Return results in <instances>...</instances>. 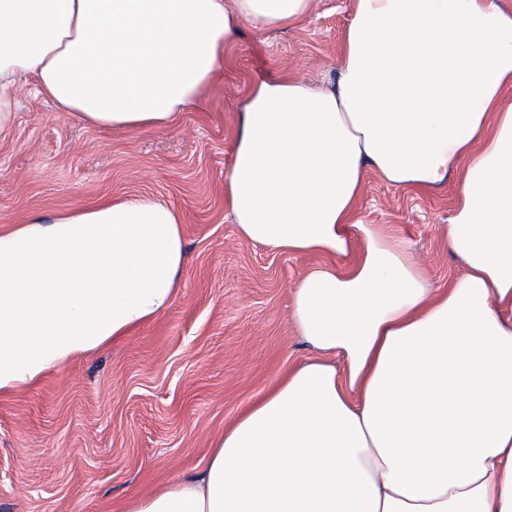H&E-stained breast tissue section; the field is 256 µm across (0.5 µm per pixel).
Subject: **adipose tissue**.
<instances>
[{"label": "adipose tissue", "instance_id": "ef3b65f1", "mask_svg": "<svg viewBox=\"0 0 512 512\" xmlns=\"http://www.w3.org/2000/svg\"><path fill=\"white\" fill-rule=\"evenodd\" d=\"M316 0H0V139L25 87L110 132L200 108L243 24ZM512 8L355 0L335 84L256 79L225 182L239 235L318 253L290 322L315 355L125 512H512ZM429 190L464 271L431 287L408 243L352 221L367 171ZM348 265H341V258ZM177 209L131 196L0 231V392L123 339L174 301Z\"/></svg>", "mask_w": 512, "mask_h": 512}]
</instances>
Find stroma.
<instances>
[{
    "mask_svg": "<svg viewBox=\"0 0 512 512\" xmlns=\"http://www.w3.org/2000/svg\"><path fill=\"white\" fill-rule=\"evenodd\" d=\"M351 0H321L297 27L246 25L208 106L162 129L108 134L23 94L0 142V230L103 199L162 198L179 211L187 261L178 294L123 340L0 394V512H123L204 465L212 441L312 351L292 332V288L320 263L242 239L224 204L238 108L251 83L289 73L335 80ZM456 177L419 192L367 174L353 217L409 241L432 286L462 271L443 227Z\"/></svg>",
    "mask_w": 512,
    "mask_h": 512,
    "instance_id": "obj_1",
    "label": "stroma"
}]
</instances>
